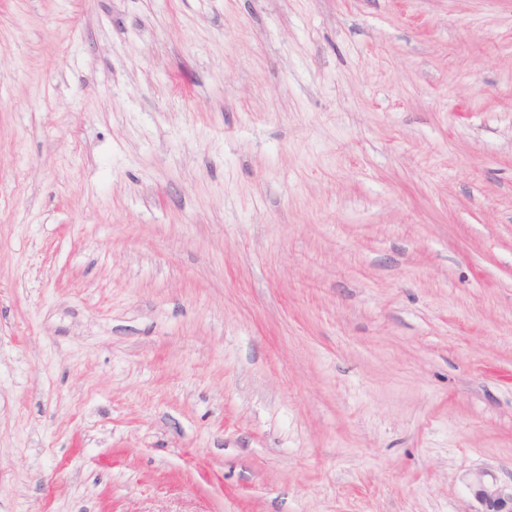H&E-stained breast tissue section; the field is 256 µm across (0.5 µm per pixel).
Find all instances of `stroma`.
<instances>
[{"instance_id":"35a3bbf8","label":"stroma","mask_w":512,"mask_h":512,"mask_svg":"<svg viewBox=\"0 0 512 512\" xmlns=\"http://www.w3.org/2000/svg\"><path fill=\"white\" fill-rule=\"evenodd\" d=\"M512 479V0H0V512H477Z\"/></svg>"}]
</instances>
